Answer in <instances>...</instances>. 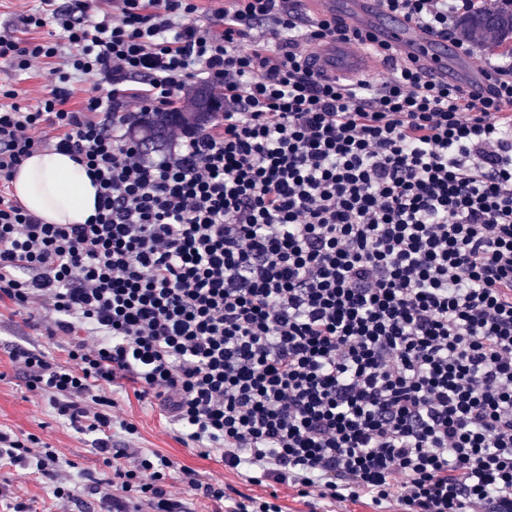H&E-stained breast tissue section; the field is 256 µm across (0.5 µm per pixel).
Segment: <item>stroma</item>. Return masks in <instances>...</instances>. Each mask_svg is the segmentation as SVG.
<instances>
[{
    "label": "stroma",
    "instance_id": "1",
    "mask_svg": "<svg viewBox=\"0 0 512 512\" xmlns=\"http://www.w3.org/2000/svg\"><path fill=\"white\" fill-rule=\"evenodd\" d=\"M18 345L39 348L59 362L67 357L63 339L46 336L38 319L15 314L10 303L0 302V426L36 434L62 449L72 463L70 473L75 478L89 474L102 476L104 466L91 450L90 436L75 434L56 417L47 399L27 389L22 373L9 356L11 349ZM113 398L122 416L138 428L132 447L145 452L155 451L190 466L198 471L203 481L229 485L245 494H268L266 486L242 483L235 471L226 469L217 456L202 458L195 449L178 442L174 426L161 418L147 402L137 400L133 392L118 389ZM0 478L7 480L8 491L33 500L37 512H48L52 500L44 480L12 468L0 469Z\"/></svg>",
    "mask_w": 512,
    "mask_h": 512
}]
</instances>
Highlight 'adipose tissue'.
Segmentation results:
<instances>
[{"instance_id": "adipose-tissue-1", "label": "adipose tissue", "mask_w": 512, "mask_h": 512, "mask_svg": "<svg viewBox=\"0 0 512 512\" xmlns=\"http://www.w3.org/2000/svg\"><path fill=\"white\" fill-rule=\"evenodd\" d=\"M18 200L54 224H82L95 213L97 188L70 156L34 153L13 180Z\"/></svg>"}]
</instances>
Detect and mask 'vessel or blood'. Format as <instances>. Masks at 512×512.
Here are the masks:
<instances>
[{
  "label": "vessel or blood",
  "mask_w": 512,
  "mask_h": 512,
  "mask_svg": "<svg viewBox=\"0 0 512 512\" xmlns=\"http://www.w3.org/2000/svg\"><path fill=\"white\" fill-rule=\"evenodd\" d=\"M312 15L349 31L345 37L316 41L309 63L319 77L360 81L415 62L425 66L429 79L460 88L472 102L483 100L493 83L492 70L449 49L438 33L386 12L379 0H315Z\"/></svg>",
  "instance_id": "vessel-or-blood-1"
}]
</instances>
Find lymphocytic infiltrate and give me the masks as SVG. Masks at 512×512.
I'll return each instance as SVG.
<instances>
[{
  "instance_id": "obj_1",
  "label": "lymphocytic infiltrate",
  "mask_w": 512,
  "mask_h": 512,
  "mask_svg": "<svg viewBox=\"0 0 512 512\" xmlns=\"http://www.w3.org/2000/svg\"><path fill=\"white\" fill-rule=\"evenodd\" d=\"M384 2L479 57L455 32L505 0ZM22 22L0 67L52 68L32 105L0 85V302L39 307L67 361L11 360L110 474L76 484L60 449L10 429L0 467L47 480L54 512L82 491L106 512H194L175 478L211 512H284L280 485L381 512H512V57L476 105L414 63L315 76L308 43L340 29L302 0H39ZM196 81L222 111L145 142L142 118ZM52 151L99 188L86 223H48L10 190ZM123 382L271 492L115 447L113 429L137 432L107 394Z\"/></svg>"
}]
</instances>
